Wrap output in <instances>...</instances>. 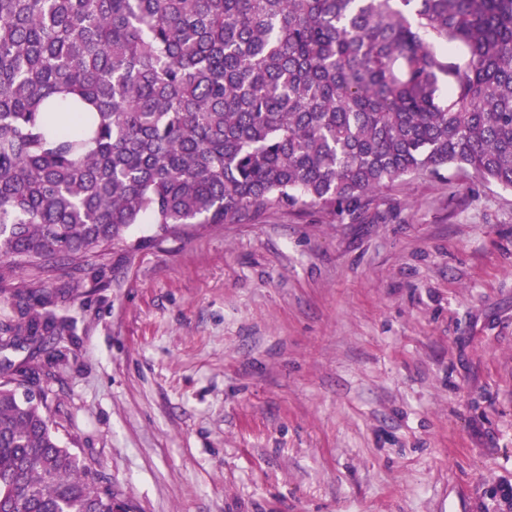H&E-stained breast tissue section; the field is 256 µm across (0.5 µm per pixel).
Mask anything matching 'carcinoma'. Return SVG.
Segmentation results:
<instances>
[{
    "instance_id": "cac0c4a2",
    "label": "carcinoma",
    "mask_w": 512,
    "mask_h": 512,
    "mask_svg": "<svg viewBox=\"0 0 512 512\" xmlns=\"http://www.w3.org/2000/svg\"><path fill=\"white\" fill-rule=\"evenodd\" d=\"M447 166L512 188V0H0V512H130L4 355L73 328L61 266Z\"/></svg>"
}]
</instances>
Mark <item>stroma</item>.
<instances>
[{
    "mask_svg": "<svg viewBox=\"0 0 512 512\" xmlns=\"http://www.w3.org/2000/svg\"><path fill=\"white\" fill-rule=\"evenodd\" d=\"M72 276L28 362L133 512H512V190L444 168L355 213L141 224Z\"/></svg>",
    "mask_w": 512,
    "mask_h": 512,
    "instance_id": "35a3bbf8",
    "label": "stroma"
}]
</instances>
